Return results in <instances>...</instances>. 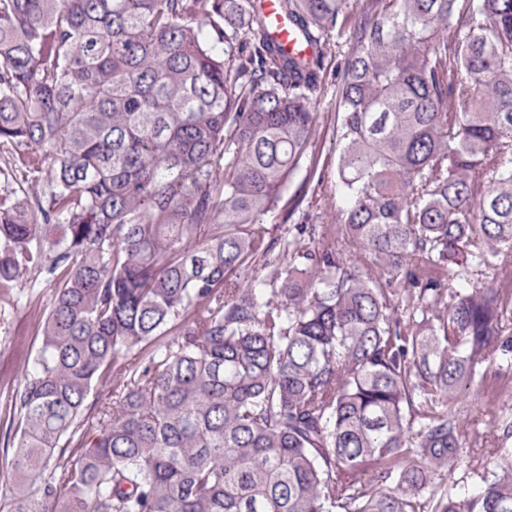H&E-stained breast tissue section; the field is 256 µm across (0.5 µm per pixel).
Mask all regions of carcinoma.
<instances>
[{
    "label": "carcinoma",
    "mask_w": 512,
    "mask_h": 512,
    "mask_svg": "<svg viewBox=\"0 0 512 512\" xmlns=\"http://www.w3.org/2000/svg\"><path fill=\"white\" fill-rule=\"evenodd\" d=\"M280 8L309 58L251 0H0V298L56 285L0 512H512L511 415L447 480L512 371V0ZM340 57L323 224L269 241ZM257 18L280 48L289 55L308 58L310 45L296 32L279 10V0H256ZM495 463L496 458L490 457L483 448L473 447L470 454H467L454 470L452 476L461 485H472L480 482L484 469H491Z\"/></svg>",
    "instance_id": "cac0c4a2"
}]
</instances>
